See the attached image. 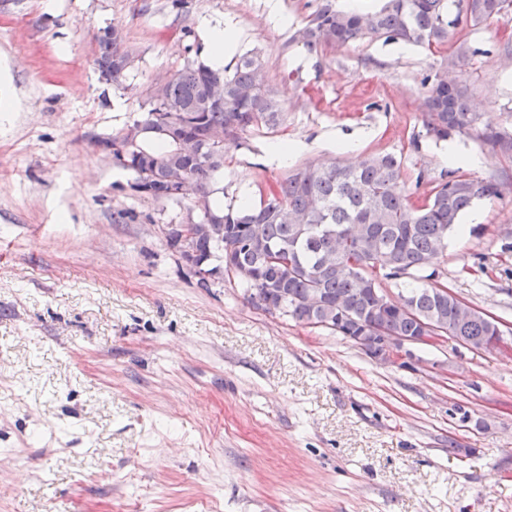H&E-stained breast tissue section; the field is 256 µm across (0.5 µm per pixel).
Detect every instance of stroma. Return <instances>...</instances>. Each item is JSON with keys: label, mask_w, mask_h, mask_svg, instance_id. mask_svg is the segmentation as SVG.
Segmentation results:
<instances>
[{"label": "stroma", "mask_w": 512, "mask_h": 512, "mask_svg": "<svg viewBox=\"0 0 512 512\" xmlns=\"http://www.w3.org/2000/svg\"><path fill=\"white\" fill-rule=\"evenodd\" d=\"M322 2L191 0L180 15L171 0H0V512H512V160L479 137L512 129V22L310 52L291 37ZM205 20L246 31L224 62L258 52L281 106L275 128L225 145L221 201L341 160L342 140L400 158L414 203L458 175L501 182L435 268L503 346L380 364L232 279L199 285L158 231L192 202L140 196L96 141L205 49ZM108 25L135 52L119 86L94 66ZM462 45L480 119L438 142L422 82ZM281 142L295 151L279 163ZM452 144L479 165L445 164Z\"/></svg>", "instance_id": "obj_1"}]
</instances>
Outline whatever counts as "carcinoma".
<instances>
[{
    "instance_id": "obj_1",
    "label": "carcinoma",
    "mask_w": 512,
    "mask_h": 512,
    "mask_svg": "<svg viewBox=\"0 0 512 512\" xmlns=\"http://www.w3.org/2000/svg\"><path fill=\"white\" fill-rule=\"evenodd\" d=\"M512 18V0H384L376 10L346 12L331 0L312 14L293 40L308 50L335 48L366 38L433 46L448 29ZM95 67L109 84H121L134 63L123 31L101 29ZM459 59L427 78L425 128L437 140L467 133L478 117ZM256 55L238 56L233 68L191 60L150 92L148 109L122 131L97 140L101 150L120 141L125 155L113 164L133 173L132 188L154 200H177L171 184L187 183L197 207V259L214 270L232 268L247 300L257 307L282 300L280 313L339 336L377 328L416 336L438 325L486 349L496 320L466 312L443 293L431 266L448 246L461 216L477 201L502 196L499 184L454 177L440 182L422 203L405 191L401 159L368 156L355 166L306 164L269 186L259 203L223 208L212 184L224 174V148L216 134L237 139L249 129L273 128L281 108L260 78ZM484 142L512 154V131L486 127ZM404 284L409 313L385 300L391 281Z\"/></svg>"
}]
</instances>
